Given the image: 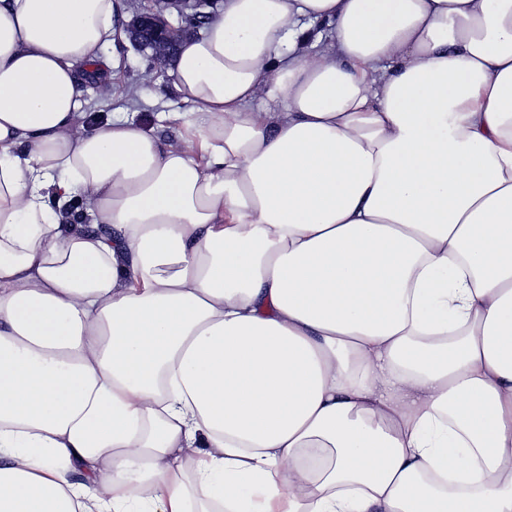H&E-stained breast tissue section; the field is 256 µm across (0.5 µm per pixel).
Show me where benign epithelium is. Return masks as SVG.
Here are the masks:
<instances>
[{
  "label": "benign epithelium",
  "mask_w": 512,
  "mask_h": 512,
  "mask_svg": "<svg viewBox=\"0 0 512 512\" xmlns=\"http://www.w3.org/2000/svg\"><path fill=\"white\" fill-rule=\"evenodd\" d=\"M180 5V25L173 26L160 11L146 8L137 13L127 28L129 40L143 51H150L154 63L161 65L172 56L179 39L200 29L198 19H209L206 8L217 0H172Z\"/></svg>",
  "instance_id": "1"
}]
</instances>
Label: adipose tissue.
I'll list each match as a JSON object with an SVG mask.
<instances>
[{"mask_svg": "<svg viewBox=\"0 0 512 512\" xmlns=\"http://www.w3.org/2000/svg\"><path fill=\"white\" fill-rule=\"evenodd\" d=\"M121 15L0 0V512H512V0H224L186 148ZM179 3L181 24L173 26L161 13L154 8H146L138 12L144 5L141 0H123L125 22L123 31L118 35L113 46L107 49L106 55L112 53L119 59V67L113 70V77L99 84L98 87L88 86L86 99L91 114L106 120L112 115H126L137 124L145 127L153 126L166 141L174 146H185L187 141L181 136V120L163 122V128H157L159 112L187 111V105L176 93L168 69L157 72L151 67L149 55L155 64L162 65L177 48L181 37L188 33H197L200 26L197 19H209L211 12L204 9L213 7L218 0H155ZM189 10V12L187 11ZM136 14V15H135ZM132 24L124 30L125 24ZM198 34V33H197ZM196 34V35H197ZM137 46L136 48L130 41ZM149 50V51H147ZM133 89L132 93H128Z\"/></svg>", "mask_w": 512, "mask_h": 512, "instance_id": "adipose-tissue-1", "label": "adipose tissue"}]
</instances>
